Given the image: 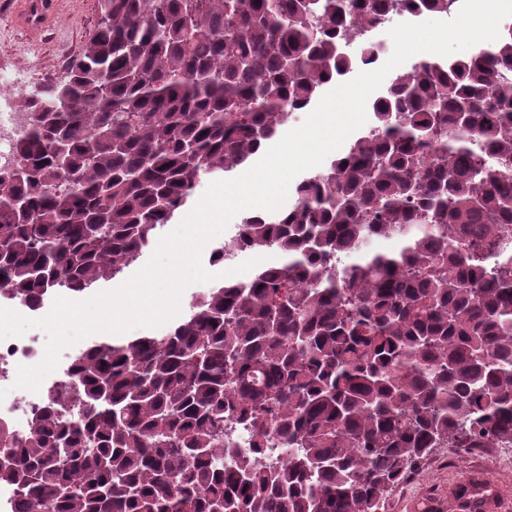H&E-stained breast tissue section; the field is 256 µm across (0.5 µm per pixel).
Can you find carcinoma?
Masks as SVG:
<instances>
[{
    "label": "carcinoma",
    "mask_w": 512,
    "mask_h": 512,
    "mask_svg": "<svg viewBox=\"0 0 512 512\" xmlns=\"http://www.w3.org/2000/svg\"><path fill=\"white\" fill-rule=\"evenodd\" d=\"M449 2L100 0L66 80L20 105L35 119L0 168V297L115 279L197 183L379 58L388 14ZM378 102L210 258L276 262L162 335L93 341L26 436L0 427L18 512H381L434 448L512 447V22ZM363 127V126H362ZM362 127L359 128L358 130H356L355 132H353L346 140L345 142L343 143V145L336 151L332 152L331 154H329L326 159L324 160V162L317 166V167H314V168H311L309 170H306L302 173H300L299 175H297L291 182L290 186H289V189H288V195H287V199L286 201L284 202V204L281 206V207H284L286 205H288V201H290L293 197V193L291 192V189L294 188L301 180L303 177L307 176V175H310V174H314V173H317V172H320V171H323L324 169H326L330 162L339 154L343 153L344 151H346L349 146L354 142V140L363 132L362 131Z\"/></svg>",
    "instance_id": "obj_1"
}]
</instances>
